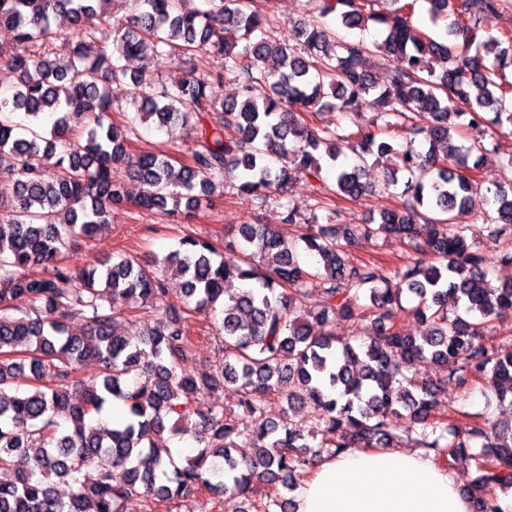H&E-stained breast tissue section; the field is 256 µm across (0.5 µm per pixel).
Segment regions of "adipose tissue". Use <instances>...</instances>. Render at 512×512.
I'll return each instance as SVG.
<instances>
[{"label":"adipose tissue","mask_w":512,"mask_h":512,"mask_svg":"<svg viewBox=\"0 0 512 512\" xmlns=\"http://www.w3.org/2000/svg\"><path fill=\"white\" fill-rule=\"evenodd\" d=\"M295 512H471V503L433 455L364 448L318 460L295 492Z\"/></svg>","instance_id":"adipose-tissue-1"}]
</instances>
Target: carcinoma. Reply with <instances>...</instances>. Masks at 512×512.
I'll use <instances>...</instances> for the list:
<instances>
[{
	"label": "carcinoma",
	"mask_w": 512,
	"mask_h": 512,
	"mask_svg": "<svg viewBox=\"0 0 512 512\" xmlns=\"http://www.w3.org/2000/svg\"><path fill=\"white\" fill-rule=\"evenodd\" d=\"M135 5L124 17L126 2ZM426 4L433 37L411 22ZM0 0V26L15 44L0 46V67L17 74L11 97H0V180L13 184L0 199V512H124L141 499L173 512L194 490L207 492L205 512H223L224 496L246 498V512H294L292 499L256 485L292 490L322 454L347 448H392L391 417L404 409L420 425L421 447L442 459L468 454L484 439L479 475L468 488L472 512H499L497 493L512 491V427L481 417L469 429L435 414V396L448 379L481 383L496 410L512 414V348L489 346L483 330L512 312V280L488 278L489 255L476 225L459 218L471 209L474 179L491 153L483 143L453 144L460 126L512 134V33L493 34V0H321V17L274 31L253 0ZM74 29L68 56H54L55 17ZM379 26L369 43L364 32ZM112 28V46L95 33ZM186 54L204 69L152 92L159 57ZM389 67L387 84L371 79V58ZM141 67L128 70L123 60ZM232 77L238 95L219 103L211 85ZM134 87L132 116L112 123L113 83ZM269 83L262 102L252 85ZM477 96H472V89ZM382 124L365 127L356 109L369 95ZM321 109L351 126L322 127L306 116ZM419 111L422 125L408 123ZM21 111L29 125L15 121ZM197 124L191 160L175 165L163 150H127L136 122ZM421 134L427 149L415 146ZM352 155L339 161L336 143ZM333 162L336 195L373 191L369 165L392 166L385 185L406 172L407 199L369 224H339V211L319 202L301 216L287 204L282 222L300 233L284 239L269 224H236L225 249L186 235L145 266L127 257L76 269L62 250L108 228L114 205L132 203L161 216L194 212L228 181L259 206L282 197L298 175L321 181V158ZM431 174L428 181L415 176ZM141 187L129 197L125 178ZM482 223L502 239L495 252L512 267V179L487 190ZM397 238L418 255L402 267L353 258L357 236ZM183 278L181 305L145 324L135 342L121 306L145 308L166 291V273ZM249 287L226 295L225 283ZM321 308H306L308 289ZM430 325L407 336L399 322L403 298ZM464 315L448 316V301ZM216 316L221 358L210 372H178L189 353L184 314L189 305ZM371 318L369 341L355 345L336 323ZM79 321L83 334L69 324ZM100 366L84 378L87 360ZM425 369L422 383L409 373ZM222 390L231 406L204 398ZM273 397L288 410L313 402L329 445L313 447L312 431L290 415H265ZM121 401L125 418L97 422ZM451 439L441 444L444 432ZM202 444L178 464L169 436ZM69 488L62 497L57 484Z\"/></svg>",
	"instance_id": "obj_1"
}]
</instances>
